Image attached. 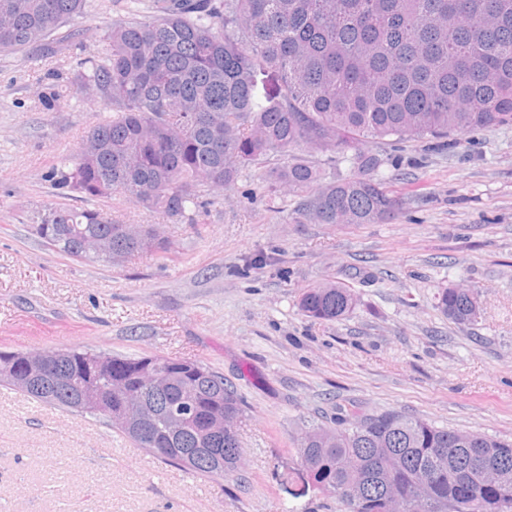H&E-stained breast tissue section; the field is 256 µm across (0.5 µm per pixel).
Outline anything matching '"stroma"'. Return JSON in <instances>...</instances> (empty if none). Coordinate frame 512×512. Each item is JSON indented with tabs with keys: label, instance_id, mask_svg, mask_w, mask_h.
<instances>
[{
	"label": "stroma",
	"instance_id": "obj_1",
	"mask_svg": "<svg viewBox=\"0 0 512 512\" xmlns=\"http://www.w3.org/2000/svg\"><path fill=\"white\" fill-rule=\"evenodd\" d=\"M130 0H88L64 26L75 44L0 53V349L77 340L93 351L200 362L242 401L240 469L218 482L166 464L90 416L0 387V512H344L308 482L293 441L337 408L394 409L437 426L512 438V123L431 141L373 140L401 201L382 224L300 221L262 170L211 192L176 224L116 194L98 208L156 227L168 250L90 263L32 230L48 209L83 208L46 175L109 106L87 99L77 60ZM357 297L314 321L306 289ZM467 283L482 311L461 326L438 293Z\"/></svg>",
	"mask_w": 512,
	"mask_h": 512
}]
</instances>
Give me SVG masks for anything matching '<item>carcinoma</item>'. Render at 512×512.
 I'll use <instances>...</instances> for the list:
<instances>
[{
  "label": "carcinoma",
  "mask_w": 512,
  "mask_h": 512,
  "mask_svg": "<svg viewBox=\"0 0 512 512\" xmlns=\"http://www.w3.org/2000/svg\"><path fill=\"white\" fill-rule=\"evenodd\" d=\"M87 0H0V52L39 47L54 55L56 33ZM106 52L79 60L80 87L112 115L92 126L76 157L58 158L49 178L88 201L114 194L194 223L208 189L232 187L243 169L264 168L267 193L302 197L314 224H379L399 200L382 162L362 150L374 139H443L512 122V0H131L104 35ZM279 162L268 165L269 157ZM349 161L342 178L308 160ZM54 248L111 262L142 250L144 224H109L96 208L59 207ZM98 248L85 251L88 241ZM356 305L351 289H307L301 311L338 320ZM438 306L460 325L479 314V291L450 286ZM10 371L31 375L16 391L51 407L101 417L156 457L204 479L236 472L237 432L204 434L213 416L242 415L224 377L167 368L149 391L152 356H112L78 346L36 353L3 350ZM193 383L196 421L178 434L165 406ZM98 394L86 407L81 386ZM151 411L148 436L112 422L129 406ZM457 437L448 447V437ZM193 448L187 455L184 449ZM317 489L345 512H512V485L481 481L484 468L512 474V439L438 427L397 410L337 408L336 425H313L297 443Z\"/></svg>",
  "instance_id": "1"
}]
</instances>
